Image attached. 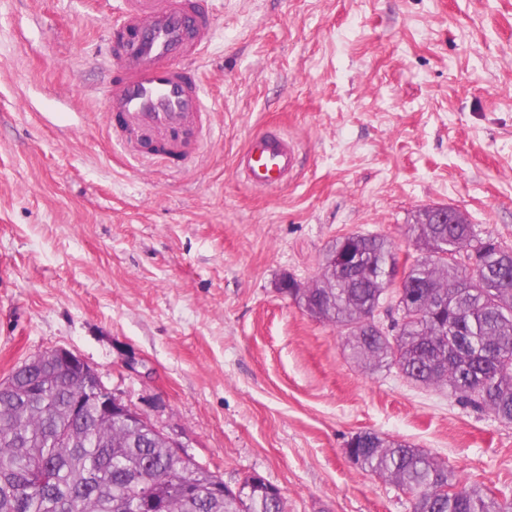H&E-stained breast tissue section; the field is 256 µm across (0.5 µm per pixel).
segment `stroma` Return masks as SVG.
<instances>
[{"instance_id": "1", "label": "stroma", "mask_w": 512, "mask_h": 512, "mask_svg": "<svg viewBox=\"0 0 512 512\" xmlns=\"http://www.w3.org/2000/svg\"><path fill=\"white\" fill-rule=\"evenodd\" d=\"M115 0H0V380L64 347L229 487L257 474L286 512H412L345 455L410 442L512 498V423L349 356L278 289L340 235L419 256L417 212L449 205L512 247V0H203L213 131L192 164L112 139ZM300 170L243 185L250 134ZM296 141L273 130L252 134L236 160L241 180L255 190H271L288 184L297 174Z\"/></svg>"}]
</instances>
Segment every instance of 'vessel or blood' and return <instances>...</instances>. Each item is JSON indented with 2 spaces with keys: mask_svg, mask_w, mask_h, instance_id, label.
I'll return each mask as SVG.
<instances>
[{
  "mask_svg": "<svg viewBox=\"0 0 512 512\" xmlns=\"http://www.w3.org/2000/svg\"><path fill=\"white\" fill-rule=\"evenodd\" d=\"M110 84L115 136L144 158L185 161V146L208 120L206 90L193 66L212 40V24L194 0H118ZM296 141L273 130L252 134L236 160L255 190L282 187L297 173Z\"/></svg>",
  "mask_w": 512,
  "mask_h": 512,
  "instance_id": "b4317fda",
  "label": "vessel or blood"
}]
</instances>
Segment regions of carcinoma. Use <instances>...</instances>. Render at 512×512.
I'll return each instance as SVG.
<instances>
[{
    "mask_svg": "<svg viewBox=\"0 0 512 512\" xmlns=\"http://www.w3.org/2000/svg\"><path fill=\"white\" fill-rule=\"evenodd\" d=\"M425 251L406 287L428 286L420 314L391 321L367 335L362 321L383 307L390 292L384 276L394 246L372 233H349L332 248L352 245L354 267L313 288L286 289L310 316L339 329L353 359L374 368H395L418 386L446 385L459 401L512 423V250L478 237L470 224H446V243L417 213L410 225ZM454 253L456 264L435 255ZM476 264H467L471 256ZM15 393H0V512H136L132 481L141 479L165 503V512H284L258 475L236 488L192 457L157 447L147 431L100 416L86 403L82 421L69 415V393L57 383L45 397L27 393L47 378L18 366L9 375ZM69 429L81 436L68 446ZM358 467L387 478L411 497L412 512H512V499H497L457 479L452 469L405 441L372 431L357 434ZM197 485L222 484L224 495L193 496Z\"/></svg>",
    "mask_w": 512,
    "mask_h": 512,
    "instance_id": "obj_1",
    "label": "carcinoma"
}]
</instances>
